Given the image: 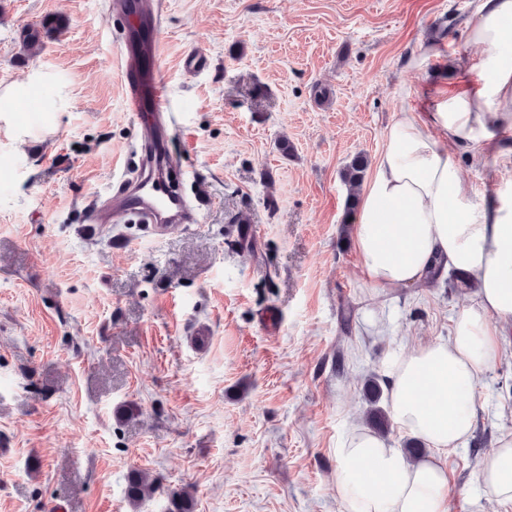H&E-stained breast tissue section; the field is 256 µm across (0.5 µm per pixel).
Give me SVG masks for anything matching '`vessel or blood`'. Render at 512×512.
<instances>
[{
  "label": "vessel or blood",
  "instance_id": "b4317fda",
  "mask_svg": "<svg viewBox=\"0 0 512 512\" xmlns=\"http://www.w3.org/2000/svg\"><path fill=\"white\" fill-rule=\"evenodd\" d=\"M119 12H131L140 23L157 26L158 0H114ZM129 60L124 69V89L136 124L140 129L142 155L135 177L119 178L112 191V202L92 206L84 215L87 224L118 222L152 225L161 235L175 228L197 223L198 215L180 193L174 192L158 178L160 171L175 165L169 151V141L177 126L165 92L166 77L159 63L161 39H140L130 33L126 41Z\"/></svg>",
  "mask_w": 512,
  "mask_h": 512
}]
</instances>
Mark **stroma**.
<instances>
[{
    "label": "stroma",
    "mask_w": 512,
    "mask_h": 512,
    "mask_svg": "<svg viewBox=\"0 0 512 512\" xmlns=\"http://www.w3.org/2000/svg\"><path fill=\"white\" fill-rule=\"evenodd\" d=\"M48 17L63 26L31 53L24 34ZM471 19V0H164L171 151L203 208L155 237L81 222L139 145L126 16L109 0H0V89L44 75L0 115V512H167L159 494L129 504L135 468L195 512H343L336 450L368 425L369 379L450 339L475 297L451 276L368 286L340 171L378 158L400 85L424 94L407 60L428 37L475 54ZM193 49L206 70L182 68ZM505 430L512 347L444 458L450 512H512L479 476Z\"/></svg>",
    "instance_id": "35a3bbf8"
}]
</instances>
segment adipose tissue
Here are the masks:
<instances>
[{
  "instance_id": "ef3b65f1",
  "label": "adipose tissue",
  "mask_w": 512,
  "mask_h": 512,
  "mask_svg": "<svg viewBox=\"0 0 512 512\" xmlns=\"http://www.w3.org/2000/svg\"><path fill=\"white\" fill-rule=\"evenodd\" d=\"M466 32L474 56L449 55L444 38L423 43L408 65L432 62L467 74L462 87L435 85L427 106L408 86L385 132L386 145L358 195L354 246L375 288L428 282L433 269L460 271L476 289L449 340H429L388 362L390 414L428 448L407 463L376 433L354 430L336 450V493L344 512H449L443 454L472 433L477 387L512 334V0H472ZM492 163L491 193L461 177L459 155ZM480 478L512 504V432L482 461Z\"/></svg>"
}]
</instances>
